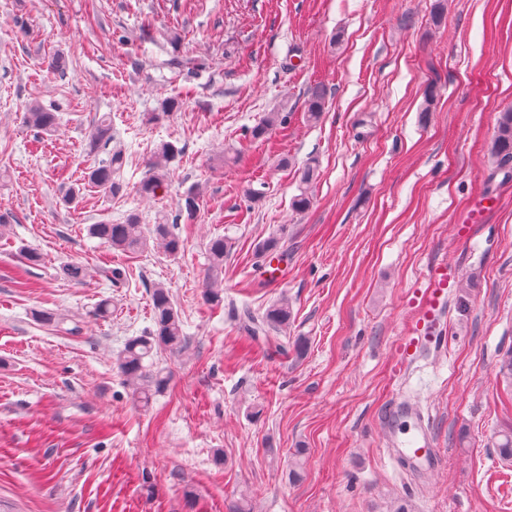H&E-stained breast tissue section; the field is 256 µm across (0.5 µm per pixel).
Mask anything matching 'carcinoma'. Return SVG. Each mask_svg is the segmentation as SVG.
<instances>
[{
  "instance_id": "carcinoma-1",
  "label": "carcinoma",
  "mask_w": 512,
  "mask_h": 512,
  "mask_svg": "<svg viewBox=\"0 0 512 512\" xmlns=\"http://www.w3.org/2000/svg\"><path fill=\"white\" fill-rule=\"evenodd\" d=\"M325 92L320 86L312 88L306 101V119L309 122L320 120L325 109ZM59 117L55 109L48 107L38 98H33L26 104L25 126L43 133L56 131ZM284 122L280 112H271L262 124L252 130L256 139L264 137L273 127ZM89 153L105 157L98 160L97 165L88 174L87 184H80L69 189L64 196V203L76 204L83 190L90 186L97 189L106 198H112L123 191L119 174L126 163L125 151L112 145V120L110 115L99 117L91 130L88 139ZM492 155L499 169L512 168V111L505 112L500 117L495 137L491 147ZM181 154V149L172 142L158 144L147 162V170L140 181L137 192L142 196H157L163 191L170 178L172 164ZM317 165L310 161L301 171L300 180L303 187L300 194L292 200V208L297 212L308 210L311 200L308 185L315 177ZM90 236L115 251H138L154 246L165 256L175 259L183 250V241L175 233L174 225L169 223L168 216L158 215L156 224L144 234L139 216L129 214L121 224L99 223L88 228ZM210 266L208 270L204 298L211 304L224 301L219 276L224 271V258L229 253L227 242L222 237L212 239L207 245ZM152 319L154 329L146 336L129 339L118 358L117 368L128 385L132 387L136 399L147 405L158 394L169 386L171 377L162 369H152L146 365V360L154 357L159 351L179 355L188 346V337L183 330V321L179 310L172 301L167 288L157 285L151 293ZM292 312L287 301L272 304L264 313L257 314L249 308L234 312L244 330L254 340L263 343L277 353L286 354L288 348L302 355L307 350L306 340L299 338L292 344L282 341L290 322Z\"/></svg>"
}]
</instances>
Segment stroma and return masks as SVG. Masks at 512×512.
Masks as SVG:
<instances>
[{"instance_id":"1","label":"stroma","mask_w":512,"mask_h":512,"mask_svg":"<svg viewBox=\"0 0 512 512\" xmlns=\"http://www.w3.org/2000/svg\"><path fill=\"white\" fill-rule=\"evenodd\" d=\"M0 0V512H512V427L498 375L512 351V177L490 153L512 108V0ZM64 56L65 74L51 70ZM320 121L304 118L312 86ZM435 86L432 106L423 92ZM57 131L23 123L31 98ZM180 110L162 113L164 99ZM285 124L251 135L268 113ZM126 151L122 194L62 198L96 158L98 115ZM182 153L164 194L137 185L155 146ZM316 161L311 206L295 213L298 169ZM192 223L178 219L187 191ZM498 207L465 225L476 201ZM175 219L177 259L116 253L89 225ZM231 250L224 301L204 297L206 245ZM285 274L263 280L272 254ZM40 253L29 264L26 250ZM91 268L77 284L63 265ZM455 267L442 346L400 364L417 298ZM123 272L112 283V269ZM164 284L186 353L162 352L169 388L135 402L117 368L153 327ZM111 300L112 314L95 317ZM287 300L303 357L268 356L234 322ZM65 317L64 330L37 321ZM418 403L440 464L394 455L382 412ZM303 476L290 479L296 449Z\"/></svg>"}]
</instances>
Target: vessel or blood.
Here are the masks:
<instances>
[{"label": "vessel or blood", "mask_w": 512, "mask_h": 512, "mask_svg": "<svg viewBox=\"0 0 512 512\" xmlns=\"http://www.w3.org/2000/svg\"><path fill=\"white\" fill-rule=\"evenodd\" d=\"M430 278L431 286L421 294L418 316L402 343L401 357L405 360L412 357L422 346L438 342L434 328L448 297V286L453 273L446 264L440 263L433 267ZM384 421L392 429L407 430V438L395 442L399 452L407 459L426 466L437 463L432 436L414 406L402 398H393L384 411Z\"/></svg>", "instance_id": "1"}]
</instances>
